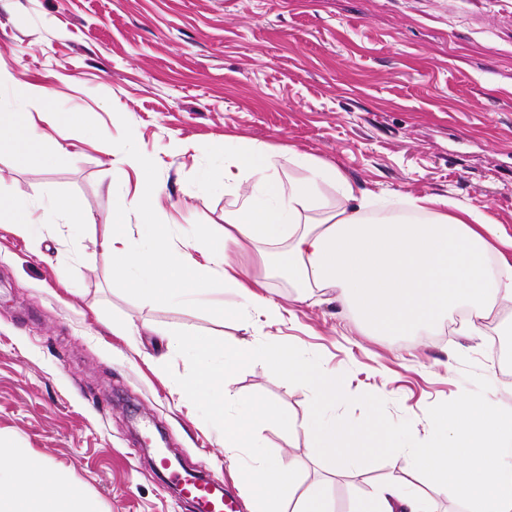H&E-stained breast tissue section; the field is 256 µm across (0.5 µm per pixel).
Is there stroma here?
<instances>
[{"instance_id":"35a3bbf8","label":"stroma","mask_w":512,"mask_h":512,"mask_svg":"<svg viewBox=\"0 0 512 512\" xmlns=\"http://www.w3.org/2000/svg\"><path fill=\"white\" fill-rule=\"evenodd\" d=\"M17 85L51 88L78 118L53 127L29 100L38 129L67 158L47 168L0 157V195L33 203L42 235L35 249L0 225V443L53 465L101 512H193L164 488L142 420L164 433L184 470L223 476L228 512H251L221 432L175 382L189 370L170 348L177 329L319 355L348 395L383 398L419 440L432 430L430 406L471 389L469 364L490 382L494 404L512 410V356L494 345L512 328V308H493L477 337L444 321L379 336L338 290L304 296L271 266L264 293L283 316L246 323L221 312L241 301L231 288L150 304L113 287L101 246L114 204L137 187L130 140L163 187L159 222L223 226L233 199L223 159L205 148L231 136L335 164L397 212L412 197L452 198L495 225L489 261L512 268V0H0V105H13ZM205 172L206 190L187 195ZM65 197L83 203L88 223L40 207ZM118 319L132 335H113ZM232 387L297 419L312 401L260 364L235 374ZM262 439L299 469L300 490L324 488L335 512H354L401 479L436 512H465L413 471L408 453L337 476L303 433L271 427Z\"/></svg>"}]
</instances>
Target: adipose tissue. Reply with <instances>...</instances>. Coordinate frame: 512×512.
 Listing matches in <instances>:
<instances>
[{"mask_svg": "<svg viewBox=\"0 0 512 512\" xmlns=\"http://www.w3.org/2000/svg\"><path fill=\"white\" fill-rule=\"evenodd\" d=\"M29 96L17 91L14 108L0 110V154L18 162L39 159L53 166L66 148L40 132L23 110ZM212 153L224 158V192L233 203L224 214L227 231L202 235L205 261H197L187 239L155 222L162 187L151 164L130 156L139 189L112 212V233L104 243L117 269L118 287L134 285L149 303L176 304L208 292L211 280L224 279L242 298L234 313L246 319L256 309L276 317L280 306L261 294L260 279H245L229 263L231 250L254 252L266 263L273 251H284L289 281L307 294L336 288L348 304L380 335L398 336L439 322L452 311L467 312V327L479 332L494 306L512 305V277L500 278L488 263V224L473 227L472 211L452 213L448 198L410 200L413 218L368 220L371 196L357 194L334 164L293 151L227 140ZM303 169L301 178L282 182L273 171L280 158ZM254 178L249 193L239 191L243 178ZM347 200L345 208L324 206L325 188ZM140 219L141 244L126 235L130 215ZM0 512H99L83 490L62 480L47 464L25 452L0 448ZM355 512H429L424 498L409 485L382 484L358 504Z\"/></svg>", "mask_w": 512, "mask_h": 512, "instance_id": "ef3b65f1", "label": "adipose tissue"}]
</instances>
